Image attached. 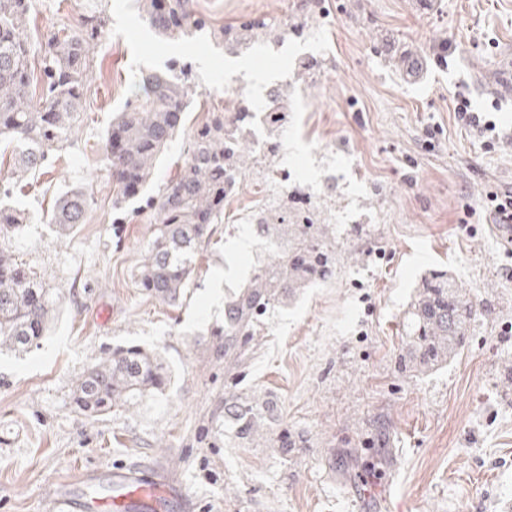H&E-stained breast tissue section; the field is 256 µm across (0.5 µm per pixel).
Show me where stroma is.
Instances as JSON below:
<instances>
[{"instance_id": "35a3bbf8", "label": "stroma", "mask_w": 512, "mask_h": 512, "mask_svg": "<svg viewBox=\"0 0 512 512\" xmlns=\"http://www.w3.org/2000/svg\"><path fill=\"white\" fill-rule=\"evenodd\" d=\"M194 8L216 26L280 24L288 38L232 54L205 34L158 37L137 0H31L34 42L78 30L92 11L106 27L77 141L11 198L29 214L9 244L17 261L71 296L37 349L0 351V512H45L75 473L131 463L161 470L177 490L156 512H358L355 490L368 512H501L512 501V247L483 195L489 183H512V144L486 151L456 124L452 93L464 85L477 105L500 100L499 131L512 134V0H194ZM405 50L425 64L418 78L403 71ZM175 61L191 70L195 106L148 195L178 172L191 130L212 109L233 110L278 83L288 87L280 132L302 170L300 188L336 226L335 276L271 313L238 385L273 395L279 423L306 443L283 456L225 438L213 458L220 485L198 477L202 451L192 445L223 372L202 335L268 253L247 217L282 191L283 164L274 156L272 173L251 167L239 177L179 306L147 296L134 272L155 214L136 201L116 219L103 136L133 87ZM74 187L88 189L90 204L77 232L60 238L48 214ZM240 240L247 247L238 251ZM435 271L474 299L470 336L438 369L398 373L404 316ZM130 344L162 353L169 390L117 420L77 415L74 382L103 350ZM156 438L163 447H150Z\"/></svg>"}]
</instances>
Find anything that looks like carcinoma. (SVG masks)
I'll list each match as a JSON object with an SVG mask.
<instances>
[{
	"label": "carcinoma",
	"mask_w": 512,
	"mask_h": 512,
	"mask_svg": "<svg viewBox=\"0 0 512 512\" xmlns=\"http://www.w3.org/2000/svg\"><path fill=\"white\" fill-rule=\"evenodd\" d=\"M139 9L151 28L172 40L205 30L216 43L238 50L288 38V29L266 22L216 28L197 14L191 0H139ZM29 20L30 0H0V142L13 145L10 181L0 186L5 198L15 186L37 179L50 155L71 142L104 35L105 21L95 14L87 16L79 30L55 35L40 49L37 79ZM133 97L104 135L117 210L152 183L158 158L184 127L192 100L190 73L182 68L178 76L148 74L135 86ZM249 136L247 106L210 113L192 131L179 173L149 198L156 219L136 278L157 301L174 307L191 287L199 249L210 240L212 225L222 221L224 201L234 193L244 169L243 142ZM89 201L82 187L56 199L48 223L57 236L74 234ZM259 216V238L273 255L259 259L246 284L224 302V322L211 328L207 341L215 363H224V383L206 409L196 442L214 454L224 447L226 431L244 448L264 444L284 455L305 442L303 435L286 428L272 435L278 412L274 399L239 392L226 382L238 378L239 369L250 360L271 309L335 274L336 236L318 211L293 220L282 197H271ZM28 220L25 210L0 203V348L19 353L39 346L67 294L47 287L5 246ZM475 312L476 304L454 280L437 272L426 278L404 318L399 370L424 374L458 355ZM170 384L159 351L120 347L94 360L73 386L70 401L86 419L117 418Z\"/></svg>",
	"instance_id": "cac0c4a2"
}]
</instances>
